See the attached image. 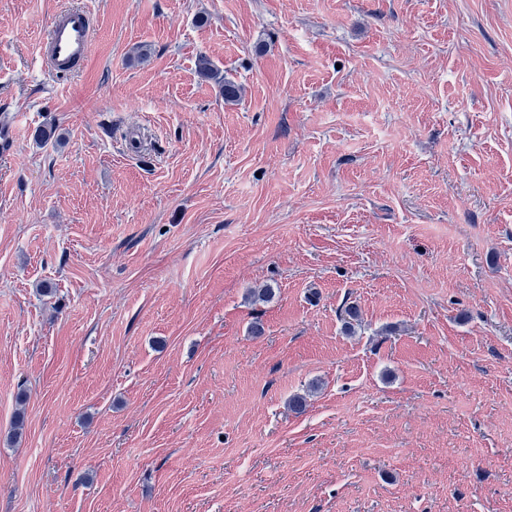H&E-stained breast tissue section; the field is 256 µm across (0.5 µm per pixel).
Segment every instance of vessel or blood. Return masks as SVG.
I'll use <instances>...</instances> for the list:
<instances>
[{"label": "vessel or blood", "instance_id": "vessel-or-blood-1", "mask_svg": "<svg viewBox=\"0 0 512 512\" xmlns=\"http://www.w3.org/2000/svg\"><path fill=\"white\" fill-rule=\"evenodd\" d=\"M93 22L89 11L64 8L54 14L40 45L45 69L65 76L81 68L92 50Z\"/></svg>", "mask_w": 512, "mask_h": 512}]
</instances>
